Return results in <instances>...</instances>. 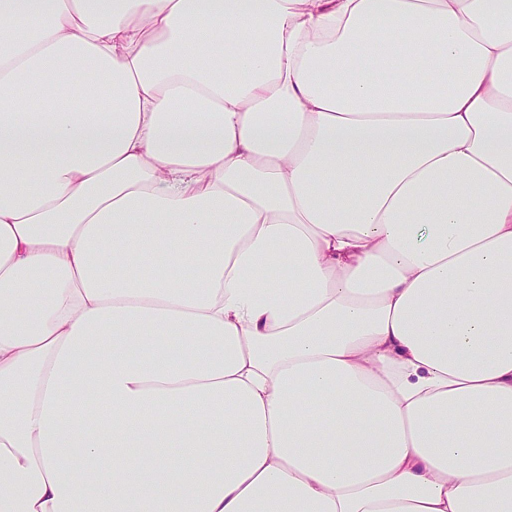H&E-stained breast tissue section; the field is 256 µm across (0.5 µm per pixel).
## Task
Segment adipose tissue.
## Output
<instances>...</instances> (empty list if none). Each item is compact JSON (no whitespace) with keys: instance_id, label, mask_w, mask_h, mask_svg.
Here are the masks:
<instances>
[{"instance_id":"ef3b65f1","label":"adipose tissue","mask_w":512,"mask_h":512,"mask_svg":"<svg viewBox=\"0 0 512 512\" xmlns=\"http://www.w3.org/2000/svg\"><path fill=\"white\" fill-rule=\"evenodd\" d=\"M0 512H512V0H0Z\"/></svg>"}]
</instances>
